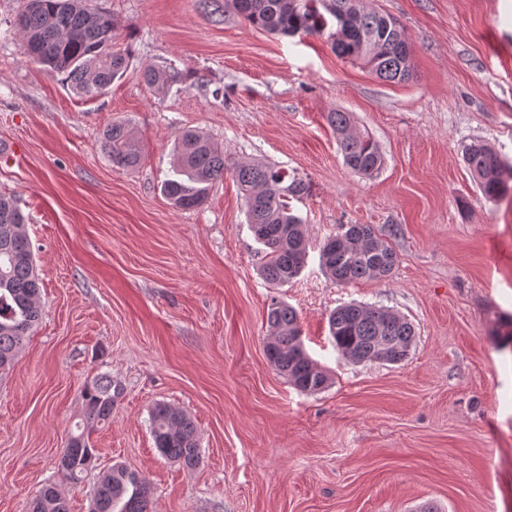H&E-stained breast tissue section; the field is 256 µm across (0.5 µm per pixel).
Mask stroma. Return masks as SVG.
I'll use <instances>...</instances> for the list:
<instances>
[{
	"label": "stroma",
	"mask_w": 512,
	"mask_h": 512,
	"mask_svg": "<svg viewBox=\"0 0 512 512\" xmlns=\"http://www.w3.org/2000/svg\"><path fill=\"white\" fill-rule=\"evenodd\" d=\"M399 22L413 77L380 80L337 57L326 39L270 35L200 0H93L117 21L123 80L80 99L24 53L13 23L22 0H0V193L13 197L42 280L39 324L0 373V512H30L59 481L69 512H90L95 472L60 481L57 463L101 376L120 385L111 420L90 440L96 467L122 464L151 482L153 512H512V169L489 200L465 167L481 139L512 165V0H367ZM171 66L169 89L139 78ZM349 113L384 158L373 176L343 163L326 116ZM130 121L133 169L100 148ZM195 129L232 161L274 164L308 183L292 207L309 255L271 288L261 244L232 175L203 206L161 192L178 135ZM342 224L385 233L398 262L383 281L340 285L319 263ZM294 308L324 390L295 389L264 344L272 297ZM356 301L415 326L398 365L354 364L327 317ZM189 414L199 465L162 458L155 403Z\"/></svg>",
	"instance_id": "stroma-1"
}]
</instances>
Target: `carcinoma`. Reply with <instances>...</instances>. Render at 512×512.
I'll use <instances>...</instances> for the list:
<instances>
[{
	"label": "carcinoma",
	"instance_id": "cac0c4a2",
	"mask_svg": "<svg viewBox=\"0 0 512 512\" xmlns=\"http://www.w3.org/2000/svg\"><path fill=\"white\" fill-rule=\"evenodd\" d=\"M89 0H24L16 17L25 54L52 75L64 76L75 95L97 98L123 78L128 62L112 50L116 20L107 12L88 8ZM224 11L242 17L269 34L324 37L337 56L359 61L379 79L399 83L413 76L411 49L398 22L367 9L362 0H224ZM142 81L164 90L181 79L175 70L146 67ZM345 165L371 176L383 165L375 140L353 129L347 112H331ZM100 147L121 168H134L141 148L127 121H114L103 130ZM462 158L482 194L498 198L508 191L506 163L481 140L463 146ZM231 173L244 196L255 238L265 247L261 275L274 288L297 278L308 256L303 221L290 201L308 192V184L288 171L263 162H229L209 138L187 129L174 147L172 174L162 183L169 204L179 210L201 206L212 184ZM25 217L11 197L0 195V370L10 369L26 337L41 320V282L36 273ZM397 255L385 234L371 224H342L320 247V264L337 283L382 281L389 277ZM336 350L354 363L375 361L384 346L389 364L404 362L416 343L415 326L387 309L351 302L328 317ZM266 357L297 390L316 393L328 383L323 367L306 351L296 311L274 297L267 312ZM120 394L112 378L101 376L86 385L84 425L72 433L58 459L65 479L78 484L95 468L97 450L89 429L112 418ZM154 445L165 459L193 468L199 464V436L194 420L164 403L150 413ZM148 478L115 464L98 473L92 498L94 512H150ZM32 512H69L55 484H44L32 502Z\"/></svg>",
	"mask_w": 512,
	"mask_h": 512
}]
</instances>
